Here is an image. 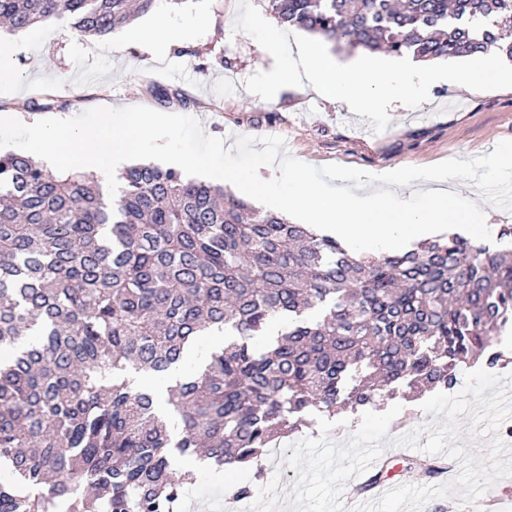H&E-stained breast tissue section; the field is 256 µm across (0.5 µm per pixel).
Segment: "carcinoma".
I'll return each mask as SVG.
<instances>
[{"instance_id":"1","label":"carcinoma","mask_w":512,"mask_h":512,"mask_svg":"<svg viewBox=\"0 0 512 512\" xmlns=\"http://www.w3.org/2000/svg\"><path fill=\"white\" fill-rule=\"evenodd\" d=\"M158 0H0V27L49 19L104 36ZM326 41L432 60L512 57V0H268ZM114 197L0 150V512H178L190 457L259 463L285 432L403 389L499 366L512 252L456 234L353 254L221 186L141 162ZM283 319L263 349L255 338ZM224 348L157 408L131 371L165 376L198 337Z\"/></svg>"}]
</instances>
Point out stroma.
I'll return each mask as SVG.
<instances>
[{
  "instance_id": "obj_1",
  "label": "stroma",
  "mask_w": 512,
  "mask_h": 512,
  "mask_svg": "<svg viewBox=\"0 0 512 512\" xmlns=\"http://www.w3.org/2000/svg\"><path fill=\"white\" fill-rule=\"evenodd\" d=\"M237 7L238 0H163L168 24L187 36L153 56L141 46L152 32L143 16L116 28L124 39L118 51L110 40L76 36L54 19L0 35V53L16 74L14 82L0 85V115L31 124L102 106H145L194 117L206 134L223 138L228 147L235 136L247 135L255 137L259 151L262 137L280 136L292 155L308 164L334 163L371 173L465 160L512 140V89L478 92L439 84L419 108L393 102L387 129L373 137L361 132L365 117L312 90L285 89L262 100L244 82L271 70L274 60L252 37L235 31ZM155 83L183 91L194 106L184 107L175 98L155 102ZM40 93L49 96L47 108L30 110ZM253 479L248 466L238 467L219 484L201 472L184 496L205 503L215 495L229 496L232 484Z\"/></svg>"
}]
</instances>
